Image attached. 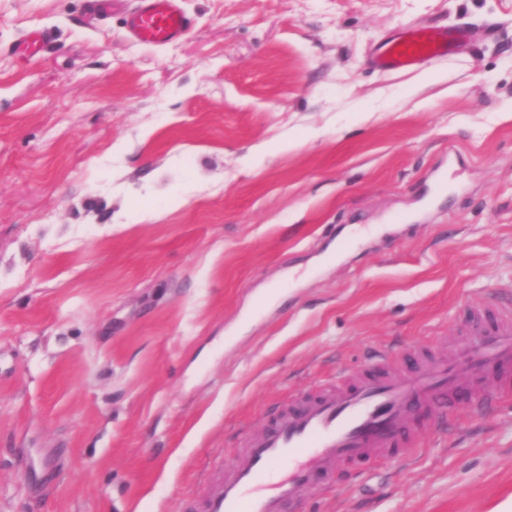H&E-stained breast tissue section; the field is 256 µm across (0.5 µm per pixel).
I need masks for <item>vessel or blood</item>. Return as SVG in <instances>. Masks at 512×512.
Wrapping results in <instances>:
<instances>
[{
  "label": "vessel or blood",
  "instance_id": "obj_1",
  "mask_svg": "<svg viewBox=\"0 0 512 512\" xmlns=\"http://www.w3.org/2000/svg\"><path fill=\"white\" fill-rule=\"evenodd\" d=\"M190 21L179 0H140L129 21L142 42L168 43ZM453 28L423 25L387 41L375 63L404 71L447 56ZM447 357H421L413 373L384 370L322 384L280 406L258 431L242 436L236 461L206 477L182 512H302L308 495L343 478H360L390 459L409 457L419 445V411L441 412L460 398L479 408L512 399V308L479 311Z\"/></svg>",
  "mask_w": 512,
  "mask_h": 512
}]
</instances>
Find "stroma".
<instances>
[{
  "label": "stroma",
  "instance_id": "1",
  "mask_svg": "<svg viewBox=\"0 0 512 512\" xmlns=\"http://www.w3.org/2000/svg\"><path fill=\"white\" fill-rule=\"evenodd\" d=\"M138 6L0 0V512H180L337 368L512 300V0H182L163 45ZM419 23L470 37L371 66ZM510 498L512 404L461 402L306 512ZM190 21L179 0H140L129 21L131 35L142 42L166 44L185 35Z\"/></svg>",
  "mask_w": 512,
  "mask_h": 512
}]
</instances>
